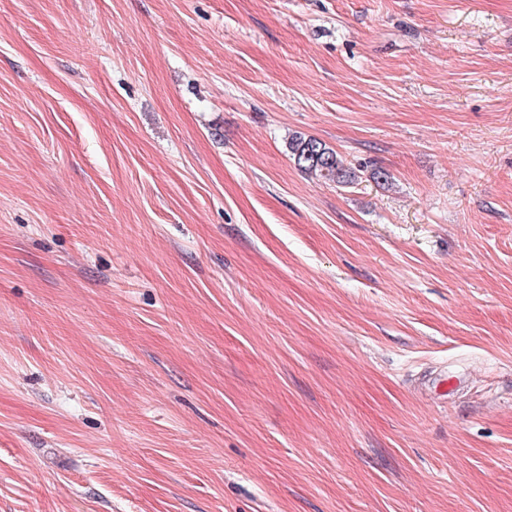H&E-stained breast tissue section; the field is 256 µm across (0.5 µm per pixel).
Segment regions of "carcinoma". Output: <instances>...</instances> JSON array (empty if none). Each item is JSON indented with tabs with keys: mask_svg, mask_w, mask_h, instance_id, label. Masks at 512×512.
I'll return each mask as SVG.
<instances>
[{
	"mask_svg": "<svg viewBox=\"0 0 512 512\" xmlns=\"http://www.w3.org/2000/svg\"><path fill=\"white\" fill-rule=\"evenodd\" d=\"M295 165L311 177L346 186L357 181V173L344 165L338 153L313 136L296 135L289 142Z\"/></svg>",
	"mask_w": 512,
	"mask_h": 512,
	"instance_id": "obj_1",
	"label": "carcinoma"
}]
</instances>
